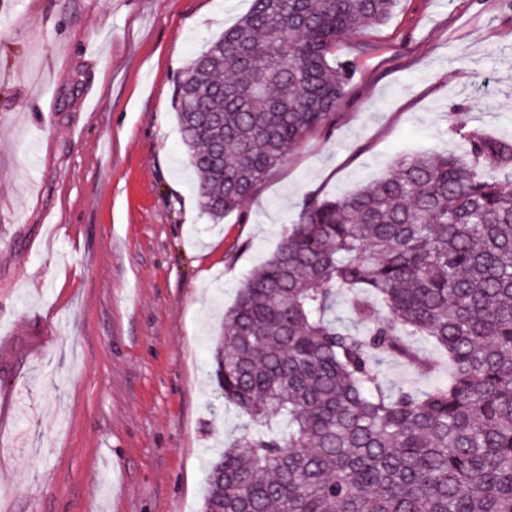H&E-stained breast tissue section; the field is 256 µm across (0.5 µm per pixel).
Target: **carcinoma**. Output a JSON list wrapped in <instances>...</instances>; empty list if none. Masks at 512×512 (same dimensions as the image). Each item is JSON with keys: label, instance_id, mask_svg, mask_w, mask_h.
Wrapping results in <instances>:
<instances>
[{"label": "carcinoma", "instance_id": "obj_1", "mask_svg": "<svg viewBox=\"0 0 512 512\" xmlns=\"http://www.w3.org/2000/svg\"><path fill=\"white\" fill-rule=\"evenodd\" d=\"M399 0H252L182 71L175 105L203 212L238 209L352 75L336 42ZM453 133L358 190L311 196L224 313L215 377L246 417L201 512H512V141ZM345 297L352 325L336 319ZM425 390L392 388L397 359Z\"/></svg>", "mask_w": 512, "mask_h": 512}]
</instances>
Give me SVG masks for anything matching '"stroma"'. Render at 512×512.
Masks as SVG:
<instances>
[{"instance_id":"obj_1","label":"stroma","mask_w":512,"mask_h":512,"mask_svg":"<svg viewBox=\"0 0 512 512\" xmlns=\"http://www.w3.org/2000/svg\"><path fill=\"white\" fill-rule=\"evenodd\" d=\"M249 0H0V512H200L243 423L212 352L308 196L452 125L512 140V0H400L348 35L325 128L238 210L203 214L175 113Z\"/></svg>"}]
</instances>
